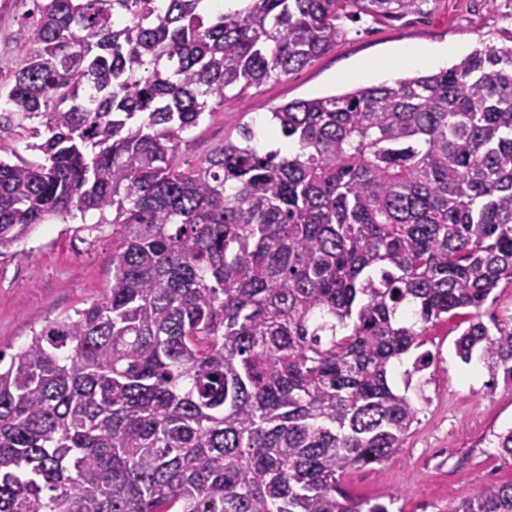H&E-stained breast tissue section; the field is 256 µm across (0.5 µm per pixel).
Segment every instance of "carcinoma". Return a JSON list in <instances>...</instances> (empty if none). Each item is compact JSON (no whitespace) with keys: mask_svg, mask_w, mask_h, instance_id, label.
Segmentation results:
<instances>
[{"mask_svg":"<svg viewBox=\"0 0 512 512\" xmlns=\"http://www.w3.org/2000/svg\"><path fill=\"white\" fill-rule=\"evenodd\" d=\"M0 128V256L35 225L112 210V288L0 351V512H392L346 472L388 460L419 408L395 385L455 343L512 386V46L270 109L194 167L182 134L301 69L343 18L415 0H35ZM452 512H512V483ZM38 127V121L25 123L24 128H10L0 130V157L2 160L17 163L19 160L38 163L42 161L39 152L28 149V144L38 142L32 138V128ZM492 297H496L493 302ZM481 312V319L489 328L494 330V324L512 328V285L501 283Z\"/></svg>","mask_w":512,"mask_h":512,"instance_id":"1","label":"carcinoma"}]
</instances>
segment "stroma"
Returning <instances> with one entry per match:
<instances>
[{
  "label": "stroma",
  "instance_id": "stroma-1",
  "mask_svg": "<svg viewBox=\"0 0 512 512\" xmlns=\"http://www.w3.org/2000/svg\"><path fill=\"white\" fill-rule=\"evenodd\" d=\"M34 9V0H0V84L20 62L18 32L34 24ZM343 26L336 46L302 69L250 88L244 100L227 93L222 106L184 133L181 165L198 164L242 124L263 126L273 107L385 82L373 62L404 47L456 46L454 56L436 62L440 70L475 48L512 46V0H416L405 15L364 16ZM360 69L364 80L353 79ZM111 286L112 227L99 212L39 225L0 258V350L18 351L34 332L100 301ZM463 329L457 317L430 329L426 347L437 363L423 373L417 420L389 460L343 475L352 495H395L394 512H453L479 487L512 482V457L493 444L512 427V386L492 380L479 361H460L454 344Z\"/></svg>",
  "mask_w": 512,
  "mask_h": 512
}]
</instances>
